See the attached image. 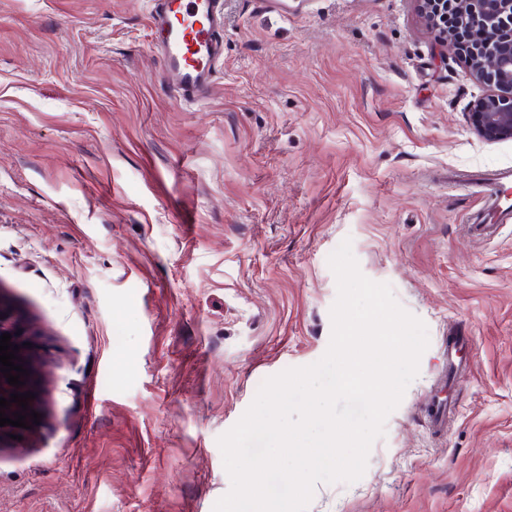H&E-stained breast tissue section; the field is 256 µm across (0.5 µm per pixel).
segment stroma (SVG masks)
<instances>
[{"instance_id":"stroma-1","label":"stroma","mask_w":512,"mask_h":512,"mask_svg":"<svg viewBox=\"0 0 512 512\" xmlns=\"http://www.w3.org/2000/svg\"><path fill=\"white\" fill-rule=\"evenodd\" d=\"M221 2L187 106L153 0H0V306L41 415L0 428V512H213L219 436L329 346L347 238L429 346L362 478L307 512H512V223L470 229L512 139L471 130L484 87L416 0Z\"/></svg>"}]
</instances>
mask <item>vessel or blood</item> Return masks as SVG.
Instances as JSON below:
<instances>
[{
	"label": "vessel or blood",
	"instance_id": "vessel-or-blood-1",
	"mask_svg": "<svg viewBox=\"0 0 512 512\" xmlns=\"http://www.w3.org/2000/svg\"><path fill=\"white\" fill-rule=\"evenodd\" d=\"M151 22L174 91L187 102L203 100L220 58L219 0H157ZM511 194L512 174L494 175L489 199L505 218L512 216L506 203Z\"/></svg>",
	"mask_w": 512,
	"mask_h": 512
}]
</instances>
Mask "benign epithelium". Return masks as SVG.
<instances>
[{"label": "benign epithelium", "mask_w": 512, "mask_h": 512, "mask_svg": "<svg viewBox=\"0 0 512 512\" xmlns=\"http://www.w3.org/2000/svg\"><path fill=\"white\" fill-rule=\"evenodd\" d=\"M459 6L461 23L473 33L492 26L498 31L496 42L476 37L470 50L460 52V58L470 75L487 86V92L475 101L468 113L475 134L489 142L512 138V0H419L424 13L435 29L441 30L439 41L448 43L447 28L440 27L437 16L448 13L446 5ZM21 325L4 319L0 308V335H12L11 343L20 346L23 356L24 339L18 334Z\"/></svg>", "instance_id": "1"}]
</instances>
